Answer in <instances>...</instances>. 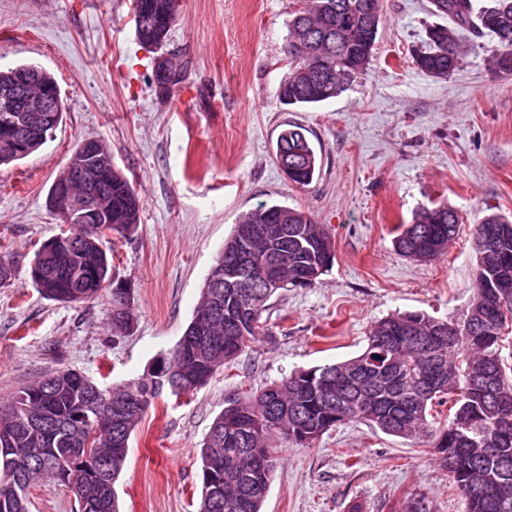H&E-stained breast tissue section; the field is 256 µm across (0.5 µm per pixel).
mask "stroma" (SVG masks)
<instances>
[{
	"label": "stroma",
	"mask_w": 512,
	"mask_h": 512,
	"mask_svg": "<svg viewBox=\"0 0 512 512\" xmlns=\"http://www.w3.org/2000/svg\"><path fill=\"white\" fill-rule=\"evenodd\" d=\"M131 0H0V67L35 64L68 104L36 152L0 166V237L15 276L0 287V401L59 368L100 388L137 381L189 324L211 266L239 218L288 205L326 225L329 271L273 298L263 330L192 394L157 399L130 439L115 484L121 512H197L199 449L226 401L290 372L346 360L371 326L404 311L457 319L474 294L472 227L512 215V74L495 42L473 39L445 79L414 62L435 23L429 0H381L373 57L338 97L281 104L288 21L298 0H180L164 51L185 66L171 95L152 80L153 48L135 36ZM303 127L319 159L305 187L275 160L278 135ZM97 138L144 199L134 234L108 235L112 277L136 322L113 333L111 292L82 303L46 299L30 274L41 243L64 226L46 205L73 147ZM447 202L460 219L447 252L427 261L393 248L396 225ZM263 512H464L428 439L411 442L354 421L302 447L284 437Z\"/></svg>",
	"instance_id": "stroma-1"
}]
</instances>
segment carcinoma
<instances>
[{"mask_svg":"<svg viewBox=\"0 0 512 512\" xmlns=\"http://www.w3.org/2000/svg\"><path fill=\"white\" fill-rule=\"evenodd\" d=\"M176 0H132L140 11L139 39L164 44L175 22ZM364 0H300L288 21L287 53L290 73L280 87V100L309 106L338 96L348 79L366 69L381 22V0L364 17ZM432 14L448 19L427 31L428 47L415 56L425 73L446 78L457 66L461 47L472 37L490 36L497 43L494 65L512 72V0H491L480 8L473 0H430ZM30 70L45 87L58 89L54 77L36 65L0 69V93L12 83L15 70ZM275 159L297 161L288 180L310 184L318 156L299 126H289L276 141ZM96 189L107 198V210L95 219L63 220L69 232L66 245L50 253V277L36 283L54 301L80 303L95 298L110 282L112 257L102 238L109 230L128 235L140 223L143 200L132 180L115 166H107ZM302 226V244L288 246L281 255L277 288H254L247 298L244 320L237 326L224 315L209 311L213 294L205 279L201 300L183 335L199 340L193 357L182 356L180 346L158 358L131 389L145 396L139 412L119 414L110 425H100L114 414L105 402L120 390L115 386L94 402L84 375L59 369L20 390L0 405V512H29V489L39 478L60 482L66 468L72 474V493L78 512H120L114 485L124 469L129 441L153 401L173 387L172 378L208 380L236 359L261 330L262 314L285 288H309L334 259L333 243L325 225L304 211L287 205H262L239 219L224 242L214 267L238 260L248 252L247 275L261 278L267 254L280 249L281 223ZM485 224L497 227L489 239ZM243 225L257 233L245 242ZM459 217L446 203L425 208L410 224L397 227V253L412 260L434 258L448 249L457 235ZM475 293L461 320L436 319L412 311L376 321L367 346L358 356L290 373L254 395L227 401L248 424L247 438L226 428L225 413L211 424L200 449L201 500L199 512H262L279 449L272 446L280 434L307 446L336 425L362 421L382 433L416 440L431 439L440 463L448 470L452 487L465 512H512V406L498 398L512 394L511 356L503 353V320L512 317V220L499 214L484 216L474 225ZM10 246L0 242V286L15 269ZM112 330L126 333L134 324L127 289H112ZM497 441L498 453L487 457L483 448ZM505 473L497 493L487 498L472 487L479 470Z\"/></svg>","mask_w":512,"mask_h":512,"instance_id":"carcinoma-1","label":"carcinoma"}]
</instances>
